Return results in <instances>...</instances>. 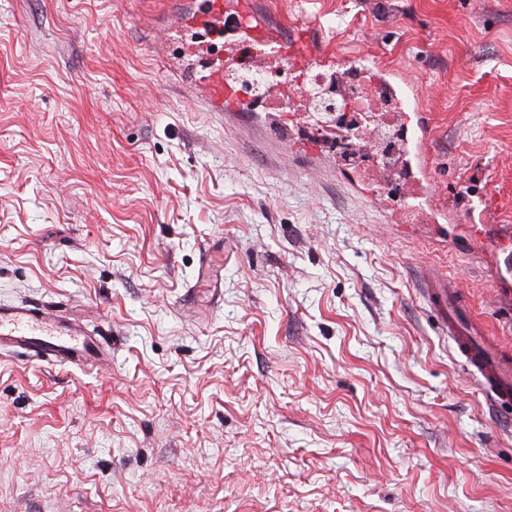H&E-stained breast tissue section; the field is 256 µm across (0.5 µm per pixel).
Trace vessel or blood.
<instances>
[{"label":"vessel or blood","instance_id":"1","mask_svg":"<svg viewBox=\"0 0 512 512\" xmlns=\"http://www.w3.org/2000/svg\"><path fill=\"white\" fill-rule=\"evenodd\" d=\"M232 29L237 37L229 44L233 58L255 44H263L276 59L303 56L319 67L341 64L340 54L319 47L309 30L288 39L276 29L253 24L246 10L234 0H188L175 15L170 29H203L222 35ZM189 99L215 115H240L246 102L224 84V60L213 54L206 74L184 90ZM426 301L441 316L444 329L467 374L473 377L492 405H512V347L489 336L485 324L475 317L460 289L445 279L429 280ZM10 350L33 360H49L78 368H99L111 358L98 330L70 318L60 310L34 303L0 305V351Z\"/></svg>","mask_w":512,"mask_h":512}]
</instances>
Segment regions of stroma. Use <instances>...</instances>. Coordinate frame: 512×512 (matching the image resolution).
Returning a JSON list of instances; mask_svg holds the SVG:
<instances>
[{"label": "stroma", "instance_id": "obj_1", "mask_svg": "<svg viewBox=\"0 0 512 512\" xmlns=\"http://www.w3.org/2000/svg\"><path fill=\"white\" fill-rule=\"evenodd\" d=\"M400 72L429 202L178 88L181 0H0V303L87 315L93 371L0 354V512H512V412L424 297L512 345L473 242L512 225V0H253ZM422 113L416 114V123L412 125L410 138L406 140L410 155L419 163L424 164L425 145H426V125L423 121Z\"/></svg>", "mask_w": 512, "mask_h": 512}]
</instances>
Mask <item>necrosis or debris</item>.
<instances>
[{"instance_id": "4bbe7bcc", "label": "necrosis or debris", "mask_w": 512, "mask_h": 512, "mask_svg": "<svg viewBox=\"0 0 512 512\" xmlns=\"http://www.w3.org/2000/svg\"><path fill=\"white\" fill-rule=\"evenodd\" d=\"M291 87L304 100L306 119L318 137L331 138L342 166L376 171L388 189L403 190L407 181L400 153L404 124L385 87L366 79L355 63L336 72L303 69Z\"/></svg>"}]
</instances>
